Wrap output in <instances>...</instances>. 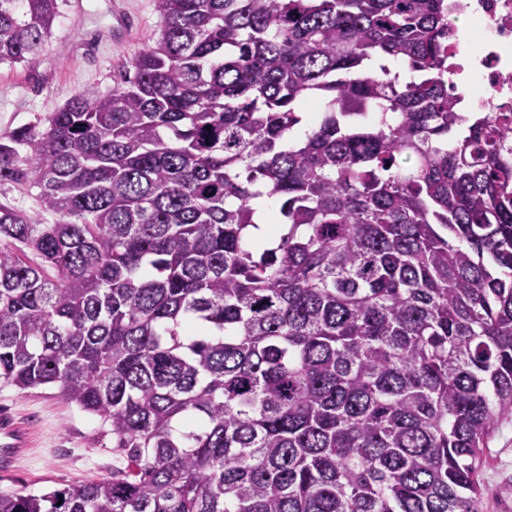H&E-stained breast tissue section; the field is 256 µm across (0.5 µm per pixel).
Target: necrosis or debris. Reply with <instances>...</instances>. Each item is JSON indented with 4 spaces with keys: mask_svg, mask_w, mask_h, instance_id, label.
Here are the masks:
<instances>
[{
    "mask_svg": "<svg viewBox=\"0 0 512 512\" xmlns=\"http://www.w3.org/2000/svg\"><path fill=\"white\" fill-rule=\"evenodd\" d=\"M467 26L448 45V93L478 112L512 113V0H448Z\"/></svg>",
    "mask_w": 512,
    "mask_h": 512,
    "instance_id": "necrosis-or-debris-1",
    "label": "necrosis or debris"
}]
</instances>
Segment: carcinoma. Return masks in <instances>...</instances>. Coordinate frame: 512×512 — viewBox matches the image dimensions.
Listing matches in <instances>:
<instances>
[{"instance_id": "1", "label": "carcinoma", "mask_w": 512, "mask_h": 512, "mask_svg": "<svg viewBox=\"0 0 512 512\" xmlns=\"http://www.w3.org/2000/svg\"><path fill=\"white\" fill-rule=\"evenodd\" d=\"M159 2L110 94L0 133V185L62 217L0 203V384L112 435V477L0 512H477L512 418V120L448 96V0ZM59 9L0 0V64ZM39 192L37 187L25 190L10 185L0 186V202L10 203L28 212H38L43 224H55L60 217L52 212L41 211ZM256 208V224L257 228H251L250 236L252 239L263 240L267 243H274L277 237L284 233L283 224H273V216L275 214L273 200L263 195L253 202Z\"/></svg>"}]
</instances>
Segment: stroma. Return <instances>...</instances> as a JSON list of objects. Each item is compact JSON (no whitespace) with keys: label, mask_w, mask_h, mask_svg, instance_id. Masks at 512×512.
I'll list each match as a JSON object with an SVG mask.
<instances>
[{"label":"stroma","mask_w":512,"mask_h":512,"mask_svg":"<svg viewBox=\"0 0 512 512\" xmlns=\"http://www.w3.org/2000/svg\"><path fill=\"white\" fill-rule=\"evenodd\" d=\"M74 20L61 6L39 64L0 65V132L46 127L52 112L72 97H102L119 70L160 33L159 0H83ZM13 412L32 434V445L13 472L0 475V492L47 491L112 474V439L100 416L58 399L53 389L22 393L0 386V410ZM478 512H512V420L499 423L479 465Z\"/></svg>","instance_id":"obj_1"}]
</instances>
